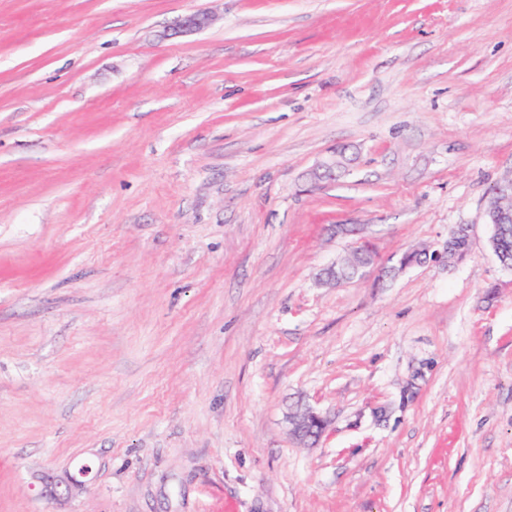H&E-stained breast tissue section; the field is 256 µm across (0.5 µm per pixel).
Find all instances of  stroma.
<instances>
[{"label": "stroma", "mask_w": 512, "mask_h": 512, "mask_svg": "<svg viewBox=\"0 0 512 512\" xmlns=\"http://www.w3.org/2000/svg\"><path fill=\"white\" fill-rule=\"evenodd\" d=\"M511 179L512 0H0V512H512ZM340 165L341 163L336 160V156L319 162L308 171L307 179L313 185L331 181L336 178V168ZM497 192L499 197L494 200L493 207L486 211L487 224H491L493 230L490 244L497 256L496 239H499L501 227L509 224L507 243L501 248L498 258L503 265L512 266V180L500 186ZM505 201L509 202L508 206L503 205ZM469 249V237L466 233L465 229L459 230L455 235L448 238L444 248L442 251L440 250H430L429 248L423 249L427 257L430 258V261L427 262H418L416 257V252L422 250H413L406 253L400 260V263L403 266V269L412 266H423L428 264H436V263H445L449 260H453L455 258H459L466 254ZM371 269H368V267H361L355 269L353 272H348L340 266L338 261H335L322 270L318 276V282L320 284L338 286L354 278H362L366 276ZM290 432L301 440L307 441L308 437L320 439L328 427V419L311 409L294 413L290 416ZM38 495L60 505L68 502L77 492L81 491L85 482L70 473L63 475L38 474L35 476Z\"/></svg>", "instance_id": "stroma-1"}]
</instances>
